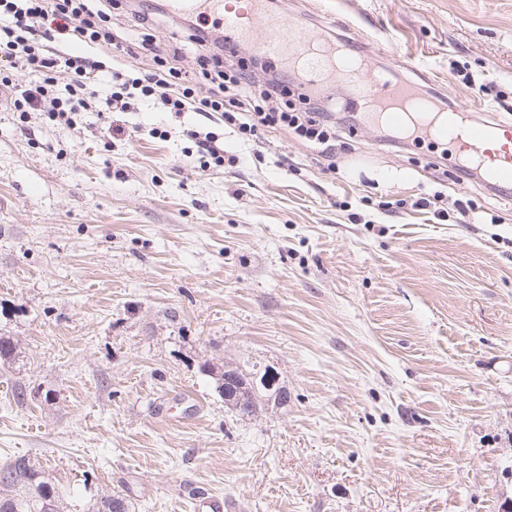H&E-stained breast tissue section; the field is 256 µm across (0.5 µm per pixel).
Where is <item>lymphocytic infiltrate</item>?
<instances>
[{"label":"lymphocytic infiltrate","mask_w":512,"mask_h":512,"mask_svg":"<svg viewBox=\"0 0 512 512\" xmlns=\"http://www.w3.org/2000/svg\"><path fill=\"white\" fill-rule=\"evenodd\" d=\"M99 0H0V87L11 89L10 108L16 112L37 109L49 100L50 115L71 123L75 112L99 102L108 112L121 99L159 97L173 112L194 107L198 112H219L240 135L256 136L265 128L280 127L331 156L341 144L340 128L329 106L301 112L286 98L289 87L279 77L257 80L259 60L237 59L235 54L208 55L210 28L189 22L188 42L198 51L197 71L179 65L178 50H164L151 31L157 19L151 6L132 9L130 16L142 31L137 39H123L107 23ZM151 54L155 69L136 78H123L113 64L125 57ZM71 76L60 96H50L59 71ZM41 75L32 86L19 81V73ZM206 95H198V86Z\"/></svg>","instance_id":"lymphocytic-infiltrate-1"}]
</instances>
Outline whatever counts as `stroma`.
I'll return each mask as SVG.
<instances>
[{
    "mask_svg": "<svg viewBox=\"0 0 512 512\" xmlns=\"http://www.w3.org/2000/svg\"><path fill=\"white\" fill-rule=\"evenodd\" d=\"M276 10L368 33L395 81L512 121V0ZM191 129L219 134L223 165L200 169ZM342 136L328 160L157 98L68 125L0 107V334L20 349L0 362V463L29 457L71 512L107 494L128 512L512 505V190L459 180L447 142ZM459 199L471 223L440 217ZM227 360L271 369L287 404L239 419L201 370Z\"/></svg>",
    "mask_w": 512,
    "mask_h": 512,
    "instance_id": "1",
    "label": "stroma"
}]
</instances>
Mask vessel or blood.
I'll return each instance as SVG.
<instances>
[{
	"label": "vessel or blood",
	"instance_id": "1",
	"mask_svg": "<svg viewBox=\"0 0 512 512\" xmlns=\"http://www.w3.org/2000/svg\"><path fill=\"white\" fill-rule=\"evenodd\" d=\"M245 4V9L237 12L226 0H167L171 14L216 21L235 39L275 61L299 64L308 73L343 84L349 108L361 112L366 122L408 128L456 145L466 165L483 169L495 186L512 189L511 123H474L458 130L455 119L469 112V105H458L448 113L438 110L413 82L392 81L369 67L356 54L357 45L366 44V37H359L354 44L326 45L320 32L299 18L268 14L263 0H245Z\"/></svg>",
	"mask_w": 512,
	"mask_h": 512
}]
</instances>
